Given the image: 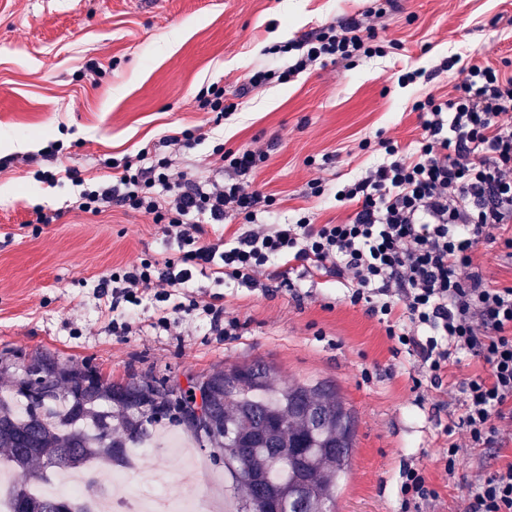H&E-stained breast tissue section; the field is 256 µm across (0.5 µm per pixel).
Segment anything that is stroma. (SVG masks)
Masks as SVG:
<instances>
[{"instance_id":"obj_1","label":"stroma","mask_w":512,"mask_h":512,"mask_svg":"<svg viewBox=\"0 0 512 512\" xmlns=\"http://www.w3.org/2000/svg\"><path fill=\"white\" fill-rule=\"evenodd\" d=\"M368 0H0V356L47 349L66 365L93 360L115 381L131 376L169 382L230 364L261 360L276 367L275 383L333 384L355 420V447L333 512H401L397 496L404 464L423 468L437 501L421 512H459L476 472H492L512 451L468 448L454 476L439 457L448 448L442 425L462 410L454 389L488 366L464 360L448 384L415 388L413 356L393 353L385 328L367 306L351 305L345 281L323 275L305 281L299 296L269 282L267 290L225 288L198 279L193 296L226 306L237 335H213L184 319L170 330L153 327L151 306L135 309L131 331L113 336L96 307L93 289L113 268L163 252L164 227L115 207L100 215L69 210L71 181L35 178L25 155L63 144L64 163L82 178H103L109 158L135 156L176 128L205 124L196 96L223 87L239 107L190 152L201 173L215 176L212 154L225 148H261L268 161L255 188L274 195L281 217L304 208L315 223L343 222L337 186L379 161L357 149L361 140L391 138L406 145L421 128L413 102L447 97L455 75L401 87L394 72L408 64L434 71L458 53L512 74V0H399V11L377 23L379 40L400 43V53L359 57L349 64L316 66L289 81L279 72L288 56L279 45L325 22L364 11ZM99 74L91 76L89 64ZM272 71L262 88L252 73ZM323 181L321 196L308 183ZM56 213L34 227V206ZM204 462L211 498L229 508L244 489L224 495V464L188 444L176 455L155 448L133 455L139 481L162 483L174 497H191L186 474Z\"/></svg>"}]
</instances>
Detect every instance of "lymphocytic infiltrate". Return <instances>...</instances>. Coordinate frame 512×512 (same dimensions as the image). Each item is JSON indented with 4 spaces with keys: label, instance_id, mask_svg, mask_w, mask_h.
Returning a JSON list of instances; mask_svg holds the SVG:
<instances>
[{
    "label": "lymphocytic infiltrate",
    "instance_id": "obj_1",
    "mask_svg": "<svg viewBox=\"0 0 512 512\" xmlns=\"http://www.w3.org/2000/svg\"><path fill=\"white\" fill-rule=\"evenodd\" d=\"M395 7V0H382L289 43L296 56L281 79L316 64L386 56L374 22ZM437 71L458 73L451 96L416 100L422 133L414 144L379 139L382 162L338 186L337 205L353 209L343 224H317L305 212L273 220V196L251 186L268 159L263 150L216 148L231 173L221 184L197 180L189 167L176 170L172 149L199 144L203 136L195 129L109 161L112 179L105 183L82 178L61 162V145H50L41 157L53 167L42 177L76 186L73 209L137 211L164 225L173 242L171 251L99 279L94 296L113 335L128 333L127 306L149 300L156 327L188 317L229 336L238 322L225 308L187 300L197 278L246 288L266 278L292 291L296 284L285 278L284 265L308 277L330 273L348 283L351 305L367 304L378 316L394 352L416 357L415 387L441 386L449 367L466 356L488 364L487 374L462 382V414L442 429L450 438L441 457L446 474H454L462 447L502 448L503 432L512 427V286L488 281L474 253L481 243L512 249V75L457 55L442 59ZM208 224L221 226L217 241H205ZM458 431L466 444L454 442ZM400 479L402 512H419L438 496L421 469L404 467ZM462 512H512V461L477 480Z\"/></svg>",
    "mask_w": 512,
    "mask_h": 512
}]
</instances>
